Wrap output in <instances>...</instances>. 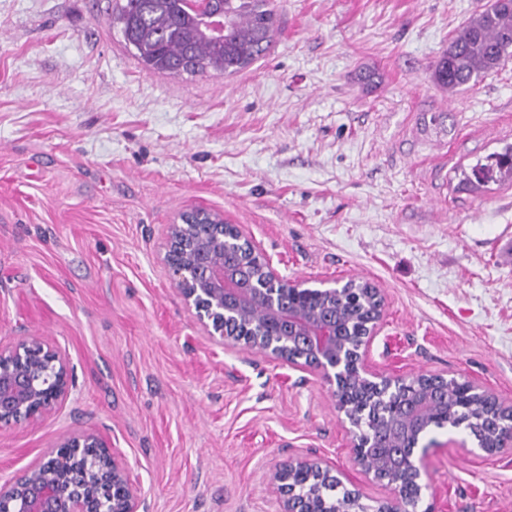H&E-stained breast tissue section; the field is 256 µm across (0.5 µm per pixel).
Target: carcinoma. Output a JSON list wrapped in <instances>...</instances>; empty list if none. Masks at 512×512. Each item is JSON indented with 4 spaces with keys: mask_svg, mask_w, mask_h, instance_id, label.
Listing matches in <instances>:
<instances>
[{
    "mask_svg": "<svg viewBox=\"0 0 512 512\" xmlns=\"http://www.w3.org/2000/svg\"><path fill=\"white\" fill-rule=\"evenodd\" d=\"M208 9L224 10V36L214 38L200 28L202 10L189 0H118L109 18L125 46L149 72L190 77L232 75L268 56L275 36L273 0H208ZM512 56V0H499L477 13L454 34L448 51L432 73L434 83L454 95L476 85ZM479 185L512 184V146L477 161L471 168ZM372 306L369 283L336 298V315L350 319ZM348 392L356 400L361 427L387 432L384 410L374 392L356 381ZM456 423L478 427L483 407L461 408Z\"/></svg>",
    "mask_w": 512,
    "mask_h": 512,
    "instance_id": "cac0c4a2",
    "label": "carcinoma"
}]
</instances>
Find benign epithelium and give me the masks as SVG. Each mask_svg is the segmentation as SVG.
Segmentation results:
<instances>
[{"mask_svg": "<svg viewBox=\"0 0 512 512\" xmlns=\"http://www.w3.org/2000/svg\"><path fill=\"white\" fill-rule=\"evenodd\" d=\"M202 27L214 37L224 35V13L203 17ZM242 246L254 255L260 251L238 226L228 224L224 213L195 208L178 214L167 225L163 261L185 303L194 309L199 324L217 345L234 339L235 321L264 314V322L254 331L248 345L288 363L319 372L332 386L336 410L345 415L344 423L354 433V462L373 478L387 481L394 498L377 506L360 509L362 496L347 491V506H328L320 493L299 500L294 483L304 478L310 483L325 481L342 484L333 468L319 460L295 458L279 466L273 475L281 495V512H412L421 501L423 460L434 441H425L435 421L427 419L434 407H448V388L457 385L489 404L488 445L476 435L477 447L489 455L512 456V405L477 382L442 374H431L428 381L437 386L429 394L418 391L407 403L391 408L390 426L405 433L393 448H372L370 439L346 417L348 403L343 398L348 371L378 388L393 393L407 385L401 377H391L371 369L367 363L370 343L376 336L386 302L381 290L371 289L376 301L372 318L357 339H351L344 320L336 313L310 311L303 306L280 307L279 293L285 282L271 261L261 257L262 283H244L224 259L229 247ZM297 292L313 293L322 301L336 299L343 289L311 288L293 280ZM72 383L68 358L40 336L22 338L14 344H0V429L50 414L65 401ZM140 495L125 468L114 458L107 443L97 434L67 438L44 452L13 481L0 484V505L6 512H138Z\"/></svg>", "mask_w": 512, "mask_h": 512, "instance_id": "7a95c632", "label": "benign epithelium"}]
</instances>
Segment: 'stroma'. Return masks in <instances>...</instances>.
Returning a JSON list of instances; mask_svg holds the SVG:
<instances>
[{
  "instance_id": "obj_1",
  "label": "stroma",
  "mask_w": 512,
  "mask_h": 512,
  "mask_svg": "<svg viewBox=\"0 0 512 512\" xmlns=\"http://www.w3.org/2000/svg\"><path fill=\"white\" fill-rule=\"evenodd\" d=\"M269 56L232 76L146 71L109 0H0V343L42 336L73 384L0 431V483L62 438L113 448L139 512H280L275 469L344 473L353 438L314 371L210 342L162 257L223 212L290 280L382 289L379 371L464 376L512 403V185L462 168L512 145V58L457 95L433 69L490 0H275ZM421 512H512V457L439 429Z\"/></svg>"
}]
</instances>
